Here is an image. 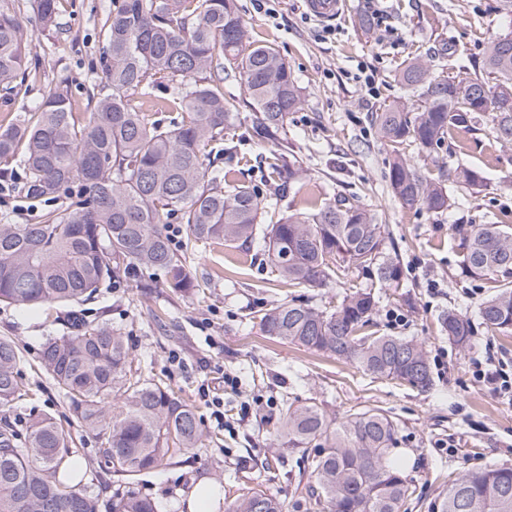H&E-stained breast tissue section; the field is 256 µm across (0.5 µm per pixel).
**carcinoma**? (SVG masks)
Instances as JSON below:
<instances>
[{
	"label": "carcinoma",
	"mask_w": 512,
	"mask_h": 512,
	"mask_svg": "<svg viewBox=\"0 0 512 512\" xmlns=\"http://www.w3.org/2000/svg\"><path fill=\"white\" fill-rule=\"evenodd\" d=\"M58 0H38L45 29L58 25ZM101 58L106 93H93L87 116L72 112L67 80L45 97L37 112H19L0 130V162L25 171L26 198L53 201L35 224H0V302L22 307H70L97 293L120 274L165 272L175 294L195 287L186 255L173 249L163 219L175 215L194 245L241 249L256 233L268 239L267 258L290 286L347 288L333 306L296 299L277 301L260 314L265 335L345 360L376 378L406 382L421 392L433 387L423 346L412 339L376 336L373 293L346 280L357 269L382 286L397 284L401 268L383 256L385 227L370 210L346 200H313L301 210L282 209L287 191L304 170L288 158L281 130L301 105V87L271 44L250 40L237 0H121L107 20ZM31 36L20 26L11 0H0V85L26 75ZM237 72L259 120L235 139L226 137L238 102L224 96V73ZM164 85L147 82L151 76ZM406 96L372 114L377 136L390 149L387 180L405 209L443 212L451 199L443 171L420 170L405 152L430 157L456 132L489 123L496 142L512 143V33L490 41L478 68L465 78L434 75L431 64L409 61L398 75ZM164 95L177 116L164 123L143 110L131 93ZM280 147V188L262 198L230 177L216 155H238L250 143ZM455 182L486 187L482 172L458 166ZM272 221L260 228L265 215ZM464 240L460 266L466 275L495 274L494 294L483 301V324L512 332V228L459 225ZM69 332L48 339L40 364L69 402L75 420L101 438L104 463L118 477L112 512H157L156 504L129 484L199 447L195 408L169 383L133 368L125 337L108 323H91L73 312ZM448 338L464 348L474 329L467 316L442 318ZM16 343L0 337V407L26 395ZM424 366L423 372L415 366ZM280 438L301 453L312 481L298 507L322 512H398L408 494L393 455L395 422L378 409L341 419L316 403L287 405ZM78 449L48 414L31 416L25 429L0 419V512H99L83 484L63 476ZM512 512V468L461 473L434 505L436 512ZM227 512H285L284 503L252 488Z\"/></svg>",
	"instance_id": "carcinoma-1"
}]
</instances>
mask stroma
Segmentation results:
<instances>
[{
	"instance_id": "stroma-1",
	"label": "stroma",
	"mask_w": 512,
	"mask_h": 512,
	"mask_svg": "<svg viewBox=\"0 0 512 512\" xmlns=\"http://www.w3.org/2000/svg\"><path fill=\"white\" fill-rule=\"evenodd\" d=\"M12 2L32 36L39 68L13 89H0V127L20 111H35L63 79L74 112L86 115L89 90L104 84L100 58L115 0H60L58 25L51 30L39 26L37 0ZM500 3L381 0L380 21L365 30L359 20L368 14V0H349L327 24L309 14L304 0H271L265 11L254 0H239L252 41L274 45L303 89V103L289 115L283 138L307 173V191L360 201L387 226L388 252L399 262L402 279L399 287L374 291L378 330L422 344L434 386L422 393L373 378L332 356L270 339L259 325L260 310L291 298L324 306L339 301L343 289L278 282L260 238L245 251L217 244L188 248L184 225L168 217L165 230L174 248L188 251L200 291L175 295L165 288L163 275H126L76 306L87 321L119 329L135 359L166 380L200 418L199 448L132 484L158 512H184L190 490L203 480L220 486L224 505L259 485L278 496L286 512H296V454L262 466L281 445L276 431L288 401H313L339 417L373 408L392 418L397 425L393 452L412 489L399 512H429L464 470L512 467V400L492 393L473 375L479 363L512 376V333L482 325L479 307L491 284L462 273L459 240L452 231L453 225L472 221L512 226V145H499L485 128L457 133L439 151L437 164L447 172L461 164L479 168L488 179L486 188L473 191L450 181L446 187L454 204L447 211L406 210L389 192L387 148L370 123L372 112L401 96L395 75L413 56L433 59L435 72L462 76L486 42L512 32V15H505ZM446 41L452 50L437 56ZM364 67L373 72L372 86L352 79ZM274 151L271 144H252L229 166L237 179L265 195L274 190ZM23 176L22 168L14 167L11 181L0 185V224L32 223L46 208L42 202H19ZM451 309L473 325L467 348L451 343L441 327ZM156 313L161 316L157 322L152 319ZM67 319L64 308L0 303V336L18 344L29 389L6 414L24 421L30 414L47 413L68 430L83 464V483L98 496L100 512H109L113 476L100 464V442L72 419L67 400L38 366L43 343L66 334ZM228 375L238 377L237 388L225 384ZM216 398L224 402L220 421L212 415Z\"/></svg>"
}]
</instances>
